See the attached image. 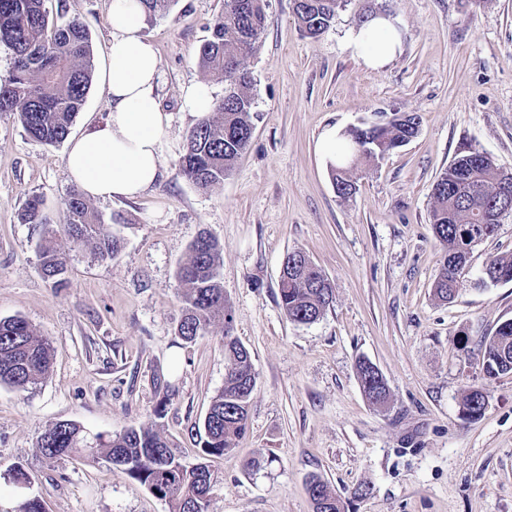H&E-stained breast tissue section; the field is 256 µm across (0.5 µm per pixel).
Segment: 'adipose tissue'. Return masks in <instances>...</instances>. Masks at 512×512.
<instances>
[{
	"mask_svg": "<svg viewBox=\"0 0 512 512\" xmlns=\"http://www.w3.org/2000/svg\"><path fill=\"white\" fill-rule=\"evenodd\" d=\"M140 0H111L108 112L86 134L71 141L69 179L89 198L133 199L149 191L171 152L170 116L161 106L160 60L144 34ZM350 43L364 64L383 68L401 52L392 18L380 15L351 32Z\"/></svg>",
	"mask_w": 512,
	"mask_h": 512,
	"instance_id": "adipose-tissue-1",
	"label": "adipose tissue"
}]
</instances>
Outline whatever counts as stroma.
<instances>
[{"instance_id": "35a3bbf8", "label": "stroma", "mask_w": 512, "mask_h": 512, "mask_svg": "<svg viewBox=\"0 0 512 512\" xmlns=\"http://www.w3.org/2000/svg\"><path fill=\"white\" fill-rule=\"evenodd\" d=\"M403 51L367 68L349 41L358 0L306 37L293 0H267L265 29L244 66L258 114L232 174L200 191L178 161L197 116L180 89L222 82L198 65L208 25L224 0H176L145 23L161 63V106L171 116L163 174L133 200L93 201L106 232L124 240L114 258L62 241L67 273L54 286L39 268L44 227L21 220L42 198L50 225L67 222L74 185L66 144L30 138L15 113H0V318L19 316L53 348L38 385L0 386V512L29 476L44 512H169L165 501L111 465L46 463L38 437L73 420L92 432L155 425L177 457L198 462L202 423L223 388L222 324L191 344L177 334V270L208 233L224 248L221 278L233 336L251 353L256 384L248 431L233 455L209 458L220 478L208 512H313L306 483L325 479L343 512H512V372L487 377L480 341L512 320V282L481 284L487 261L512 253V217L473 247L455 299H435L444 252L429 215L437 177L461 152L479 149L512 168V0H389ZM55 18L86 25L93 79L71 138L107 114L110 0H52ZM379 112L419 116L417 137L360 165L355 194L336 193L317 144L329 128L373 122ZM305 251L328 276L335 300L297 324L284 314L278 280L288 252ZM378 367L389 403L370 404L356 365ZM483 389L486 410L463 417L460 401ZM263 456L265 466L246 461ZM367 488L358 496V488Z\"/></svg>"}]
</instances>
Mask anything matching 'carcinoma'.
Here are the masks:
<instances>
[{"label": "carcinoma", "instance_id": "obj_1", "mask_svg": "<svg viewBox=\"0 0 512 512\" xmlns=\"http://www.w3.org/2000/svg\"><path fill=\"white\" fill-rule=\"evenodd\" d=\"M264 0H224V13L210 25V37L199 50V66L224 82V97L213 103L214 119L204 118L193 127L179 173L196 188L207 191L231 174L246 150L253 111L252 80L243 59L253 52L265 26ZM342 0H302L295 11L303 32L317 37L330 26ZM51 0H0V44L13 54L9 74L0 78V112H15L25 133L45 144L64 142L92 83V49L88 32L77 21L58 24L51 19ZM419 117L394 112L375 126L353 128L330 165L337 194L350 196L353 171L361 163L380 159L379 146L388 153L406 145L419 132ZM506 168L470 149L455 157L433 187L431 228L445 254L434 295L449 301L463 283V268L472 246L492 236L499 224L512 216L495 204L497 186ZM69 221L65 234L76 246L87 245L100 259L115 256L120 238L102 232L99 216L80 190L65 201ZM22 220L45 224L43 201L31 198ZM223 248L205 233L190 246L187 261L177 270L183 285L182 318L177 334L188 344L210 326L224 323V353L228 366L224 388L213 398L203 427L200 465L182 463L166 437L151 426L131 427L119 433L91 434L76 421H60L47 428L37 441L49 463L64 458L93 462L103 459L120 473L140 482L169 506V512H208L217 479L205 459L232 453L245 437L248 411L256 383L249 350L231 335L233 312L224 297L220 279ZM40 270L54 283H64L66 266L57 244V230L48 227L39 244ZM286 273L279 278V305L289 320L308 324L320 319L334 303V289L327 276L303 251L287 253ZM501 277L512 282V256L490 260L481 283ZM481 367L493 377L512 371V320L501 323L481 341ZM53 361L50 343L36 335L20 317L0 319V385L24 391L48 374ZM360 383L370 385L372 403L388 401L385 381H379L361 361ZM485 394L470 388L461 398L469 419L484 413ZM313 512H342L330 485L320 476L307 481Z\"/></svg>", "mask_w": 512, "mask_h": 512}]
</instances>
